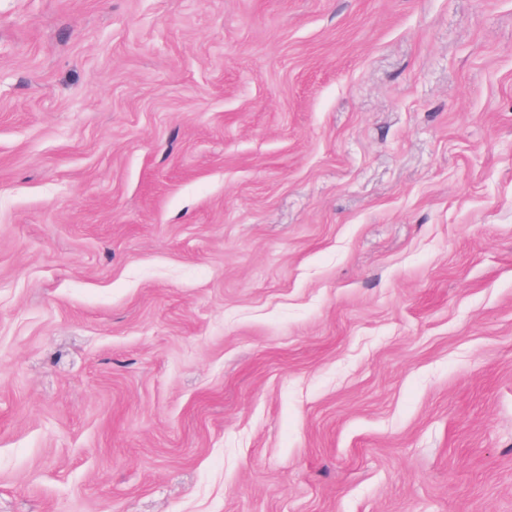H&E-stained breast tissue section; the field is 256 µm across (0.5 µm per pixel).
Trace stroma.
<instances>
[{
    "instance_id": "obj_1",
    "label": "stroma",
    "mask_w": 512,
    "mask_h": 512,
    "mask_svg": "<svg viewBox=\"0 0 512 512\" xmlns=\"http://www.w3.org/2000/svg\"><path fill=\"white\" fill-rule=\"evenodd\" d=\"M0 512H512V0H0Z\"/></svg>"
}]
</instances>
